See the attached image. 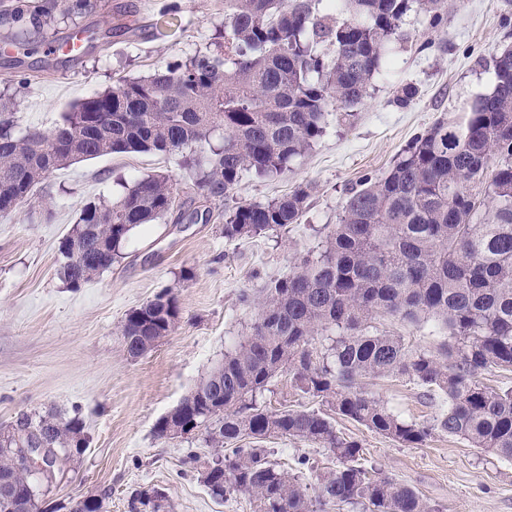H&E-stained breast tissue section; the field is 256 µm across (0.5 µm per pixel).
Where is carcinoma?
<instances>
[{"label": "carcinoma", "instance_id": "obj_1", "mask_svg": "<svg viewBox=\"0 0 512 512\" xmlns=\"http://www.w3.org/2000/svg\"><path fill=\"white\" fill-rule=\"evenodd\" d=\"M331 2L330 12L319 14L313 0H224L214 49L143 77H119L75 103L47 132L17 130L14 107L0 103V216L53 171L105 155L175 157L208 201L229 197L247 173L285 172L324 134L329 115L339 122L352 117L347 108L366 96L409 10L423 13L432 29L444 23L441 0ZM91 7V0H0V19L14 21L26 8L30 25L44 31ZM493 64V92L463 121L436 124L387 175L367 176L349 191L318 257H301L258 295H240L257 309L251 331L199 382L224 398V411H194L212 457L224 460V471L202 472L213 497L240 494L258 512L336 505L435 512L407 485L370 474L359 444L340 435L328 414L258 404L257 394L282 372L330 411L404 446L417 448L441 432L512 461V388L480 380L485 371L512 370V49ZM123 188L112 201L87 203L61 242L59 274L70 287L111 269L134 228L179 207L163 174ZM308 195L299 187L236 206L224 216V238L288 228ZM178 315L170 289L130 311L120 329L129 356L154 347ZM377 315L416 326L433 321L447 338L434 353L412 350L398 335L371 330ZM400 376L442 396L446 409L431 422H408L362 386L367 377ZM8 432L10 446L0 447V512H41L31 501L33 472L18 467L15 449H46L42 477L49 483L82 452L83 422L23 413ZM270 436L306 440L333 454L336 467L319 476L316 497L258 446ZM247 438L257 444L224 449Z\"/></svg>", "mask_w": 512, "mask_h": 512}]
</instances>
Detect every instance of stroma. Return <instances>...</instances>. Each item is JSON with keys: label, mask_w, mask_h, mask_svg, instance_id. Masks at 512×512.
<instances>
[{"label": "stroma", "mask_w": 512, "mask_h": 512, "mask_svg": "<svg viewBox=\"0 0 512 512\" xmlns=\"http://www.w3.org/2000/svg\"><path fill=\"white\" fill-rule=\"evenodd\" d=\"M167 0H94L92 10L61 20L56 39L30 33L31 51L10 45L16 24L0 23V99L14 102L21 128L49 130L82 98L209 48L224 21V0H181L180 28L160 33L155 23ZM444 27L429 28L408 11L403 35L371 82L350 121L325 134L288 171L273 178L244 176L231 198L207 201L175 159L153 153L112 154L54 171L35 194L0 216V430L19 414L59 412L79 417L87 446L55 483L41 488L56 508L98 498L103 512H131L135 493L155 489L161 512H255L247 498H213L201 481L210 450L202 435L167 439L155 425L208 373L255 320L239 295L287 274L293 262L315 255L334 228L349 189L364 176L382 177L410 142L436 123L457 122L494 86V55L512 47V0H442ZM86 36L80 60L61 48ZM430 49H422V42ZM29 79L18 90L16 78ZM418 94L407 106L401 87ZM170 175L184 211L209 210L208 220L169 215L135 228L111 270L78 288L59 275L58 246L91 201L117 196L121 182ZM310 187L305 211L285 230L237 240L224 237V212ZM178 299L175 329L133 358L119 327L126 314L165 289ZM372 326L404 337L415 349L436 351L443 339L430 324L409 326L377 316ZM365 388L403 419L428 422L441 397L406 378H370ZM258 401L272 410H317L318 399L285 374ZM336 429L360 445L362 463L413 488L437 512H512V461L482 452L460 438L436 433L424 445H400L367 427L336 417ZM272 461L287 463L308 489L335 467L319 445L272 437ZM201 460L186 464L189 452Z\"/></svg>", "instance_id": "stroma-1"}]
</instances>
